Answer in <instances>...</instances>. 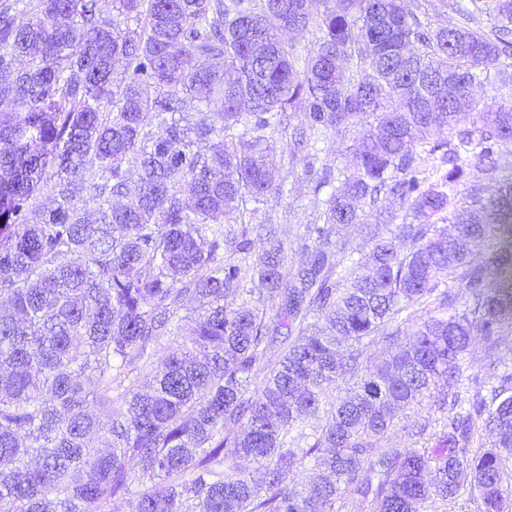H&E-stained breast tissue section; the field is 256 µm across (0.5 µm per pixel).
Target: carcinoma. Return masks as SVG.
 <instances>
[{"label":"carcinoma","instance_id":"carcinoma-1","mask_svg":"<svg viewBox=\"0 0 512 512\" xmlns=\"http://www.w3.org/2000/svg\"><path fill=\"white\" fill-rule=\"evenodd\" d=\"M322 4L113 0L103 22L100 0H0V512H106L136 483L132 512H345L348 491L431 512L465 490L507 512L512 177L489 187L466 166L496 168L512 142V103L473 94L512 70V0L456 2L439 30L404 0ZM350 127L352 165L317 166L311 143ZM424 146L448 165L429 184ZM283 162L329 189L294 270L273 231L259 250L250 236ZM349 224L365 245L342 241ZM415 305L431 316L410 332ZM477 335L494 372L472 389ZM163 337L182 345L156 366ZM378 337L395 352L333 394ZM134 364L151 372L116 410ZM400 430L421 447L382 446ZM488 363L489 358L482 338L476 336L462 362L460 380L464 387L474 386L476 377L482 380L486 376Z\"/></svg>","mask_w":512,"mask_h":512}]
</instances>
